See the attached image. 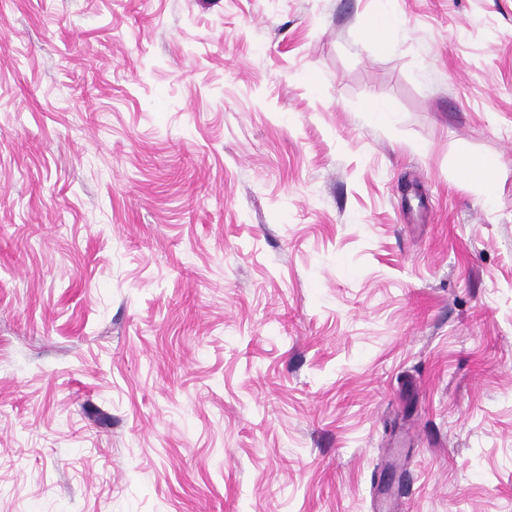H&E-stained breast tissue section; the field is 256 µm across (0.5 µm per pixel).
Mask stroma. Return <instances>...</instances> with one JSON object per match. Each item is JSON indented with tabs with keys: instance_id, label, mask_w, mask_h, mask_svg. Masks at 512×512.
<instances>
[{
	"instance_id": "35a3bbf8",
	"label": "stroma",
	"mask_w": 512,
	"mask_h": 512,
	"mask_svg": "<svg viewBox=\"0 0 512 512\" xmlns=\"http://www.w3.org/2000/svg\"><path fill=\"white\" fill-rule=\"evenodd\" d=\"M391 487L512 512V0H0V512ZM458 170L467 180L480 187L485 205H490L493 201V171L481 160L473 158L464 159Z\"/></svg>"
}]
</instances>
